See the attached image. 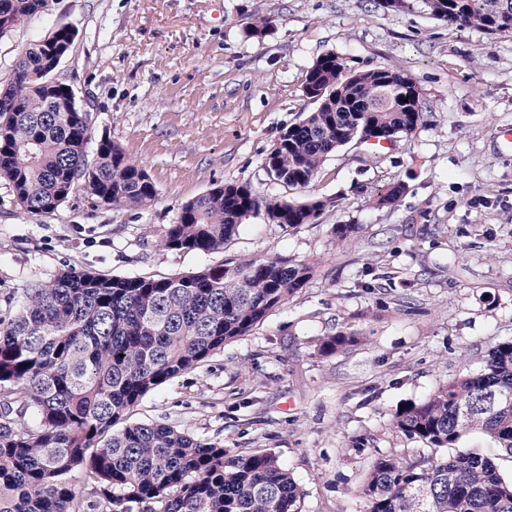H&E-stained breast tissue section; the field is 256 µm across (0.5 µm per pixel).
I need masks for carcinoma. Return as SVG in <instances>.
<instances>
[{
	"label": "carcinoma",
	"mask_w": 512,
	"mask_h": 512,
	"mask_svg": "<svg viewBox=\"0 0 512 512\" xmlns=\"http://www.w3.org/2000/svg\"><path fill=\"white\" fill-rule=\"evenodd\" d=\"M421 2L456 29L512 35V0ZM48 9L49 0H0V23L13 29ZM72 45L57 29L30 44L0 84V180L34 215L55 212L77 187L105 206L146 205L157 195L147 173L109 138L89 150L90 113L65 83L42 85V73ZM305 78L324 104L288 126L265 159L288 188H308L333 152L359 140L362 122L393 141L426 120L416 107L421 91L403 71L355 70L329 52ZM405 190L394 182L373 202L391 206ZM323 207L225 183L182 204L163 244L209 253L262 210L293 227L315 223ZM310 273L306 263L250 258L159 278L71 269L28 284L21 305L0 313V512H301L303 492L272 453L230 455L165 423L114 426L148 392L249 333ZM352 342L328 336L320 351ZM502 397L512 399V340L489 351L481 372L398 412L401 432L450 453L377 458L361 489L369 512H512V479L490 459L455 450L479 432L512 455V403L501 405ZM74 470L89 492L67 480Z\"/></svg>",
	"instance_id": "cac0c4a2"
}]
</instances>
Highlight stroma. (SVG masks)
<instances>
[{"label": "stroma", "mask_w": 512, "mask_h": 512, "mask_svg": "<svg viewBox=\"0 0 512 512\" xmlns=\"http://www.w3.org/2000/svg\"><path fill=\"white\" fill-rule=\"evenodd\" d=\"M62 27L76 38L55 78L157 196L112 208L77 189L55 213L33 215L0 181V310L69 269L157 278L229 258L309 262L304 288L144 396L131 421L167 423L230 454H276L304 493L302 512H369L359 488L378 457L446 456L394 417L512 340V36L372 0H52L0 36V83L29 44ZM328 52L357 70L411 74L428 122L376 160L367 145L342 147L309 188L291 189L271 180L265 158L314 110L303 81ZM398 180V203L374 206ZM227 182L325 207L317 223L289 228L250 217L215 252L165 248L181 204ZM338 224L359 230L342 240ZM339 332L356 343L321 354Z\"/></svg>", "instance_id": "35a3bbf8"}]
</instances>
